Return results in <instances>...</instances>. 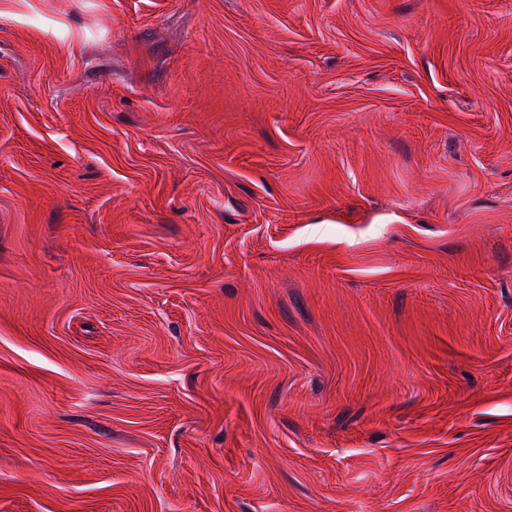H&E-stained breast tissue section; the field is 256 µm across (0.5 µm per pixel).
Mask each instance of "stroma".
<instances>
[{"label": "stroma", "instance_id": "obj_1", "mask_svg": "<svg viewBox=\"0 0 512 512\" xmlns=\"http://www.w3.org/2000/svg\"><path fill=\"white\" fill-rule=\"evenodd\" d=\"M0 512H512V0H0Z\"/></svg>", "mask_w": 512, "mask_h": 512}]
</instances>
